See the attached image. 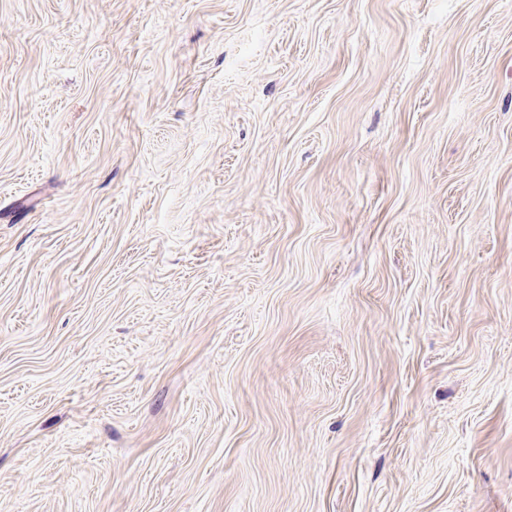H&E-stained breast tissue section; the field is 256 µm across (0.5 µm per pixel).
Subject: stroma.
<instances>
[{"mask_svg":"<svg viewBox=\"0 0 512 512\" xmlns=\"http://www.w3.org/2000/svg\"><path fill=\"white\" fill-rule=\"evenodd\" d=\"M0 512H512V0H0Z\"/></svg>","mask_w":512,"mask_h":512,"instance_id":"1","label":"stroma"}]
</instances>
